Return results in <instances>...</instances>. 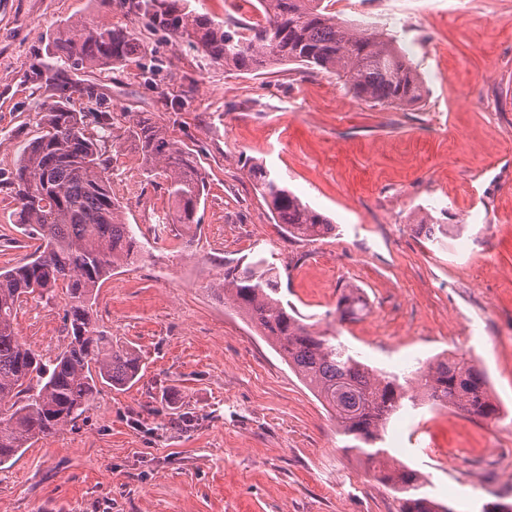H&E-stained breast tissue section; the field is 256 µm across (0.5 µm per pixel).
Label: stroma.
<instances>
[{"mask_svg": "<svg viewBox=\"0 0 512 512\" xmlns=\"http://www.w3.org/2000/svg\"><path fill=\"white\" fill-rule=\"evenodd\" d=\"M438 0H396L393 33L425 87L398 108L357 99L335 75L298 65L247 74L206 64L162 31L143 30L142 64L96 73L108 112L110 159L136 156L132 120L166 128L206 173L200 226L140 240L141 257L113 273L94 308L101 329L141 355L140 380L101 387L89 410L56 436L0 467V512H398L394 492L349 452L348 438L278 353L207 288L216 262L273 251L282 299L315 332L337 336L371 368L399 372L440 354L477 360L500 403L499 420L420 406L408 415L425 444L386 446L428 477L427 493L455 512L512 503V0H465L440 17ZM121 24L110 0H0V172L19 141L38 136L50 91L30 72L44 47L77 20ZM468 106H459L460 97ZM263 164L328 216L334 231L288 237L257 195L246 165ZM137 199L168 214L158 179L137 170ZM485 204L483 223L468 214ZM0 183V270L33 250ZM448 226L429 241L416 219ZM490 264L480 286L471 266ZM367 314L340 321L344 287ZM62 294L24 301L22 341L44 357L64 344ZM463 448L454 468L441 455Z\"/></svg>", "mask_w": 512, "mask_h": 512, "instance_id": "1", "label": "stroma"}]
</instances>
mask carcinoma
<instances>
[{"label": "carcinoma", "mask_w": 512, "mask_h": 512, "mask_svg": "<svg viewBox=\"0 0 512 512\" xmlns=\"http://www.w3.org/2000/svg\"><path fill=\"white\" fill-rule=\"evenodd\" d=\"M117 8L174 42L200 51L226 70L257 72L288 64L335 75L362 101L404 107L422 99L417 69L389 34L354 29L336 18L330 0H256L265 22L250 25L232 17L218 22L185 0H113ZM145 49L127 24H70L34 67L35 78L54 91L41 104L40 134L20 142L7 180L17 203L18 223L37 242L27 261L0 272V466L39 440L74 424L106 384L123 390L139 380L136 350L99 328L93 305L112 272L137 261L139 241L112 195L101 144L112 137V116L94 117L68 108L71 99L98 97L96 86L71 77L138 62ZM147 175L163 180L173 203L169 223L200 225L206 177L197 160L166 130L143 120L127 128ZM249 177L275 223L291 238L317 240L334 230L329 217L304 203L263 165ZM224 306L243 315L282 360L328 407L340 433L374 466L380 480L401 494L399 512H454L430 497L420 473L383 447L386 423L417 392L477 419L495 420L500 408L488 393L485 373L465 356L427 361L401 374L373 373L334 336L311 330L280 297V273L262 251L224 262L209 283ZM61 289L66 301V341L45 360L21 341L18 307L29 296ZM365 309L356 288L343 289L341 320Z\"/></svg>", "instance_id": "carcinoma-1"}]
</instances>
